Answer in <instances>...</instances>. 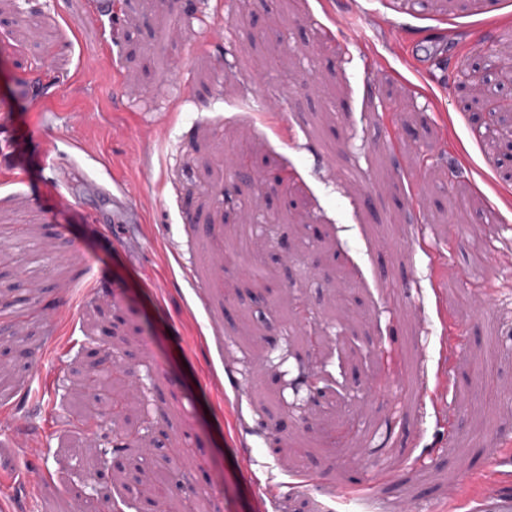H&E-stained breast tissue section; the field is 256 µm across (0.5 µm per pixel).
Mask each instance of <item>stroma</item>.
<instances>
[{
	"mask_svg": "<svg viewBox=\"0 0 512 512\" xmlns=\"http://www.w3.org/2000/svg\"><path fill=\"white\" fill-rule=\"evenodd\" d=\"M511 52L512 0H0V272L37 287L0 304V512H137L123 430L179 450L157 512L512 491V142L467 68ZM98 348L137 395L92 434Z\"/></svg>",
	"mask_w": 512,
	"mask_h": 512,
	"instance_id": "35a3bbf8",
	"label": "stroma"
}]
</instances>
